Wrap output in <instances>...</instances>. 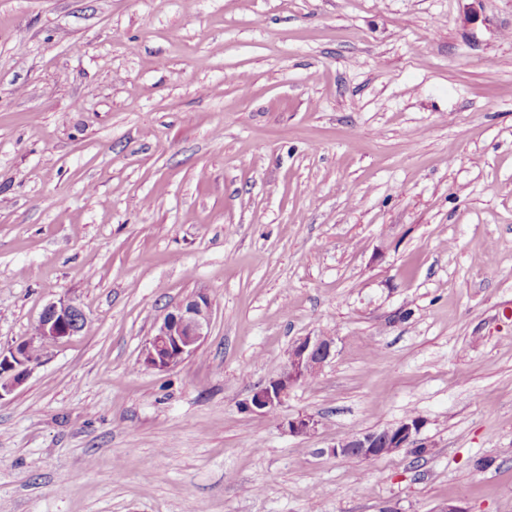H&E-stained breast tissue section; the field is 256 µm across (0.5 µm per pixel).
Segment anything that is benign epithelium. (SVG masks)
Returning <instances> with one entry per match:
<instances>
[{"label":"benign epithelium","mask_w":512,"mask_h":512,"mask_svg":"<svg viewBox=\"0 0 512 512\" xmlns=\"http://www.w3.org/2000/svg\"><path fill=\"white\" fill-rule=\"evenodd\" d=\"M80 308L71 301L51 302L44 307L31 336L7 351L0 350V399L11 394L28 378L32 365L61 341L82 330ZM211 320L209 297L198 292L168 310L157 322L153 335L140 354L141 365L157 371L169 370L194 356L203 346ZM336 357L333 336H303L291 347L283 371L257 387L246 402L247 409L269 415L288 399L294 386L317 376ZM424 426L421 417L406 418L383 429L348 435L330 448L336 456L370 460L396 453L402 449L425 448L420 439ZM288 433L306 436L318 428L310 415H298L287 421Z\"/></svg>","instance_id":"benign-epithelium-1"}]
</instances>
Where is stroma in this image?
<instances>
[{
  "mask_svg": "<svg viewBox=\"0 0 512 512\" xmlns=\"http://www.w3.org/2000/svg\"><path fill=\"white\" fill-rule=\"evenodd\" d=\"M63 298L0 512H512V0H0V349ZM411 413L424 456L329 452ZM211 302L198 292L168 310L140 354L141 365L169 370L194 356L209 335ZM336 352L334 336L299 338L289 351L283 371L251 393L245 403L247 409L260 415H270L284 404L294 386L305 383L308 377L318 376L335 359Z\"/></svg>",
  "mask_w": 512,
  "mask_h": 512,
  "instance_id": "1",
  "label": "stroma"
}]
</instances>
